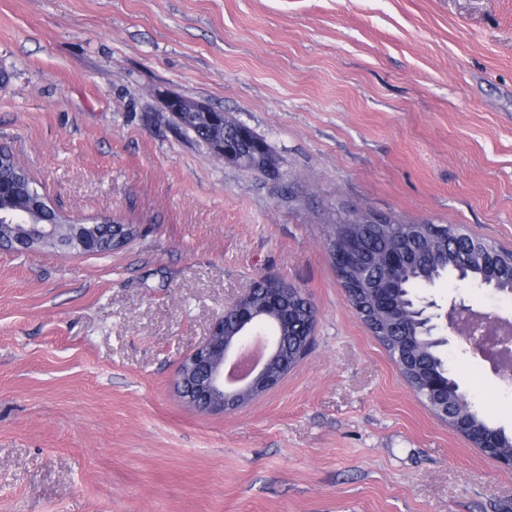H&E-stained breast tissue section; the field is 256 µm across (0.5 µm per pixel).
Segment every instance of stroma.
I'll return each instance as SVG.
<instances>
[{"label": "stroma", "instance_id": "obj_1", "mask_svg": "<svg viewBox=\"0 0 512 512\" xmlns=\"http://www.w3.org/2000/svg\"><path fill=\"white\" fill-rule=\"evenodd\" d=\"M0 147L60 213L134 233L0 251V512H512L499 466L417 397L352 311L332 226L458 224L512 250V0H0ZM179 94L265 139L215 157ZM276 275L316 311L305 358L220 412L173 386L212 319ZM512 321V297L441 279ZM468 399L512 387L463 337Z\"/></svg>", "mask_w": 512, "mask_h": 512}]
</instances>
